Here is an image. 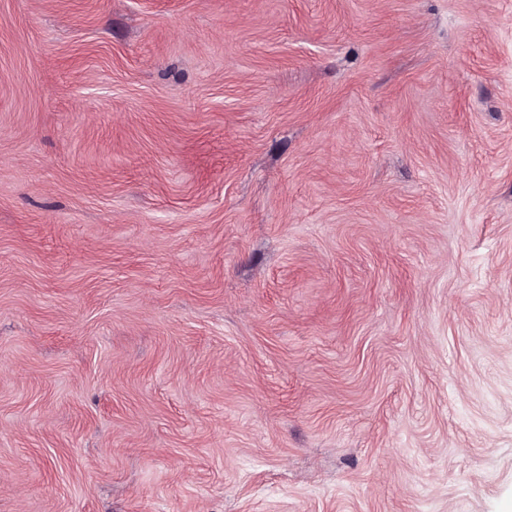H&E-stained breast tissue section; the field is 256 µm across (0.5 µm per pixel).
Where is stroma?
Instances as JSON below:
<instances>
[{
  "instance_id": "stroma-1",
  "label": "stroma",
  "mask_w": 512,
  "mask_h": 512,
  "mask_svg": "<svg viewBox=\"0 0 512 512\" xmlns=\"http://www.w3.org/2000/svg\"><path fill=\"white\" fill-rule=\"evenodd\" d=\"M0 512H512V0H0Z\"/></svg>"
}]
</instances>
